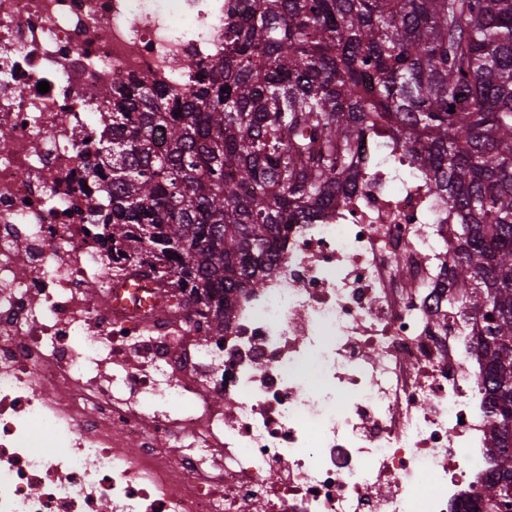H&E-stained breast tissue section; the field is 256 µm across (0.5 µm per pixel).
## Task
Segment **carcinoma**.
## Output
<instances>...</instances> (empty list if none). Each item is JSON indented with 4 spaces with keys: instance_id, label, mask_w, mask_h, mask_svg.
<instances>
[{
    "instance_id": "carcinoma-1",
    "label": "carcinoma",
    "mask_w": 512,
    "mask_h": 512,
    "mask_svg": "<svg viewBox=\"0 0 512 512\" xmlns=\"http://www.w3.org/2000/svg\"><path fill=\"white\" fill-rule=\"evenodd\" d=\"M180 66L196 72L181 98L102 92L112 136L90 174L110 187L112 249L218 304L221 335L288 225L350 198L355 141L385 135L457 219L443 266L464 300L448 306L473 326L494 414L472 512H496L512 493V0H246L224 56Z\"/></svg>"
}]
</instances>
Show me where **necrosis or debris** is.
Segmentation results:
<instances>
[{
    "instance_id": "obj_1",
    "label": "necrosis or debris",
    "mask_w": 512,
    "mask_h": 512,
    "mask_svg": "<svg viewBox=\"0 0 512 512\" xmlns=\"http://www.w3.org/2000/svg\"><path fill=\"white\" fill-rule=\"evenodd\" d=\"M240 2L0 0V512H467L493 472L475 339L432 321L455 221L381 137L224 335L169 279L112 305L101 93L184 95Z\"/></svg>"
}]
</instances>
